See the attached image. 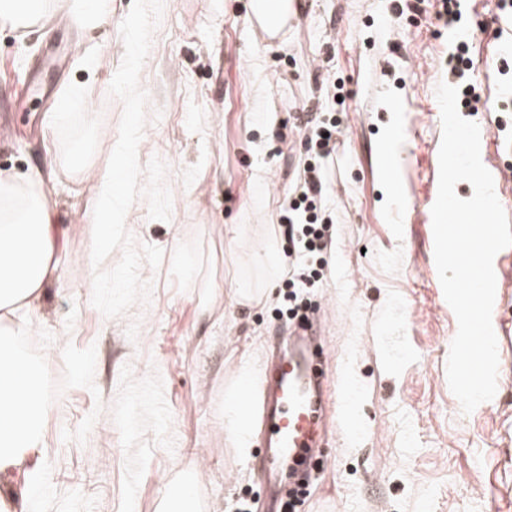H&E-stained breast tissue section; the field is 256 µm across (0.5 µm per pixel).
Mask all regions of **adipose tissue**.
<instances>
[{
	"instance_id": "adipose-tissue-1",
	"label": "adipose tissue",
	"mask_w": 512,
	"mask_h": 512,
	"mask_svg": "<svg viewBox=\"0 0 512 512\" xmlns=\"http://www.w3.org/2000/svg\"><path fill=\"white\" fill-rule=\"evenodd\" d=\"M78 169L89 170L87 162ZM92 173L93 203L82 221L97 225L96 249L101 252L122 214V194L117 168L108 165ZM0 193L22 198L9 214L0 213V474H25L20 493L0 495V512H30L32 494L43 480L33 460L43 446L48 403L42 395V369L18 351L13 320L34 310L49 282L60 277L57 255L70 231L56 220L42 172H0Z\"/></svg>"
}]
</instances>
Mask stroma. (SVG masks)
Segmentation results:
<instances>
[{"label":"stroma","mask_w":512,"mask_h":512,"mask_svg":"<svg viewBox=\"0 0 512 512\" xmlns=\"http://www.w3.org/2000/svg\"><path fill=\"white\" fill-rule=\"evenodd\" d=\"M85 33L62 12L46 35L0 24V171L51 178L60 223L83 216L90 184L73 155L106 166L123 105L108 88L132 0H110ZM279 40L250 21V0H164L140 75L149 95L140 162L160 157L170 221L149 219L145 198L126 216L137 243L161 248L142 266L149 303L104 317L91 304L88 233L60 255L62 274L20 330L44 374V480L33 512H163L167 481L197 474L196 512H237L261 490V451L241 460L224 433V396L240 365L262 376L285 278L262 262L278 239L289 182L303 173L305 124L342 80L336 155L326 172L333 212L330 271L311 296L324 328V370L357 389L355 432L329 431L324 473L309 512H512V257L503 260L492 323L499 338L494 398L462 414L446 363L458 324L434 261L432 223L442 137L435 90L452 83L448 55L470 47L481 101L468 118L486 132L481 158L512 218V6L461 0V20L439 19V0H296ZM111 67L93 68L99 55ZM92 118L69 109L72 96ZM405 123L397 176L379 166L392 126ZM251 288L239 301L237 286Z\"/></svg>","instance_id":"35a3bbf8"}]
</instances>
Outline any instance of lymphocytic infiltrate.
<instances>
[{"label":"lymphocytic infiltrate","mask_w":512,"mask_h":512,"mask_svg":"<svg viewBox=\"0 0 512 512\" xmlns=\"http://www.w3.org/2000/svg\"><path fill=\"white\" fill-rule=\"evenodd\" d=\"M336 119L316 122L307 140L315 150L313 162L304 168V177L285 192L278 227L288 243V290L282 307L289 321L299 320L308 304L303 291L323 280L328 261L325 254L332 242L333 218L323 206V186L327 164L336 151Z\"/></svg>","instance_id":"1"}]
</instances>
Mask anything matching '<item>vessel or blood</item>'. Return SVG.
I'll use <instances>...</instances> for the list:
<instances>
[{
    "label": "vessel or blood",
    "instance_id": "1",
    "mask_svg": "<svg viewBox=\"0 0 512 512\" xmlns=\"http://www.w3.org/2000/svg\"><path fill=\"white\" fill-rule=\"evenodd\" d=\"M280 351L266 366L260 388L239 385L243 407L254 413L264 438L267 486L273 503L287 494L286 477L301 480L320 464L314 433L329 382L315 362L323 350L315 324L282 330Z\"/></svg>",
    "mask_w": 512,
    "mask_h": 512
}]
</instances>
